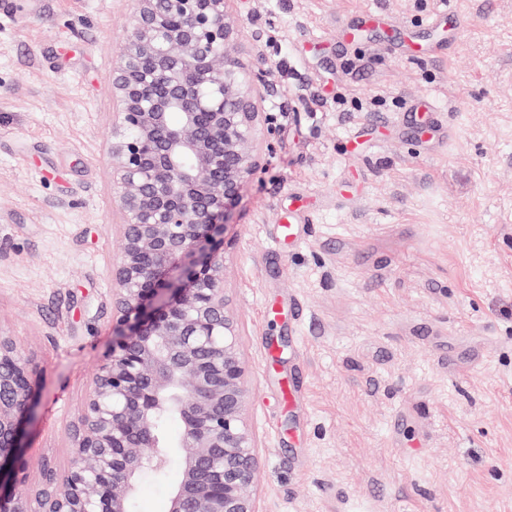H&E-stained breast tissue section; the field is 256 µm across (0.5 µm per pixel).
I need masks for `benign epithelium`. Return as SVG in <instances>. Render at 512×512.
Returning <instances> with one entry per match:
<instances>
[{"instance_id": "benign-epithelium-1", "label": "benign epithelium", "mask_w": 512, "mask_h": 512, "mask_svg": "<svg viewBox=\"0 0 512 512\" xmlns=\"http://www.w3.org/2000/svg\"><path fill=\"white\" fill-rule=\"evenodd\" d=\"M230 0H137L112 70V346L70 431L69 461L26 484L25 425L41 369L0 335V512H129L141 476L176 459L169 512H255L257 453L224 233L270 148L265 75L234 53ZM178 412L177 451L159 413Z\"/></svg>"}]
</instances>
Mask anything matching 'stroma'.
<instances>
[{"instance_id": "35a3bbf8", "label": "stroma", "mask_w": 512, "mask_h": 512, "mask_svg": "<svg viewBox=\"0 0 512 512\" xmlns=\"http://www.w3.org/2000/svg\"><path fill=\"white\" fill-rule=\"evenodd\" d=\"M451 7L461 25L429 26ZM135 8L0 0V334L43 371L31 485L67 464L112 341L111 76ZM230 10L274 129L224 236L256 512H512V0ZM361 10L385 36L337 42ZM296 199L310 220L280 238ZM178 479L143 477L135 512H168Z\"/></svg>"}]
</instances>
